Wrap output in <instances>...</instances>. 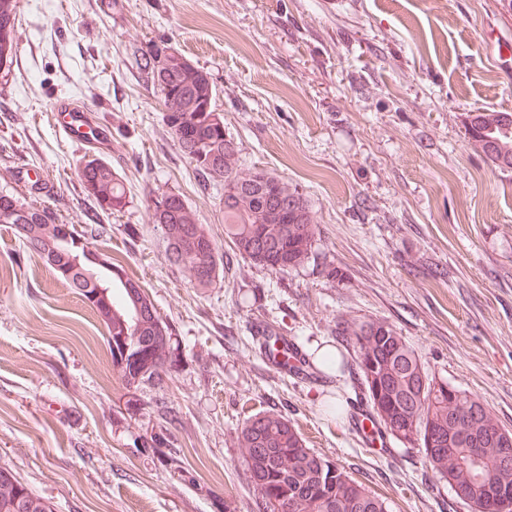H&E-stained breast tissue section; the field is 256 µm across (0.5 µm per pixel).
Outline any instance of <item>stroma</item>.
<instances>
[{
    "instance_id": "1",
    "label": "stroma",
    "mask_w": 512,
    "mask_h": 512,
    "mask_svg": "<svg viewBox=\"0 0 512 512\" xmlns=\"http://www.w3.org/2000/svg\"><path fill=\"white\" fill-rule=\"evenodd\" d=\"M20 16L0 71V172L61 222L104 227L94 248L142 286L177 361L161 384H127L88 304L0 224V468L53 512H260L237 433L271 411L391 512H471L419 446L391 437L381 455L354 429L366 400L336 323L388 322L512 429V172L462 123L512 112L503 0H20ZM160 40L209 72L241 170L307 199L319 235L304 265L268 270L225 240L222 187L181 153L136 64ZM60 97L110 129L123 212L84 193L77 168L96 152L59 138ZM165 192L224 256L212 287L166 258L149 210ZM266 323L304 354L341 349L345 370L299 382L272 368ZM164 427L167 445L149 447Z\"/></svg>"
}]
</instances>
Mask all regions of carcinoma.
<instances>
[{
	"label": "carcinoma",
	"mask_w": 512,
	"mask_h": 512,
	"mask_svg": "<svg viewBox=\"0 0 512 512\" xmlns=\"http://www.w3.org/2000/svg\"><path fill=\"white\" fill-rule=\"evenodd\" d=\"M16 33L17 26H11L8 46L0 43V69L13 63ZM162 49L154 44L143 51L140 67L172 111L170 119L183 126L179 150L202 178L224 183V235L234 252L269 270L303 265L317 235L307 199L264 172L238 169L235 147L224 136V118L199 111L204 103L215 104L216 88L208 73L180 60L154 70L153 56ZM465 129L487 161L512 172L511 112H467ZM78 178L101 210L113 214L126 207L125 186L109 162L85 161ZM19 198L24 195L14 187L0 189V224L9 223L1 216ZM149 208L153 222L165 230L168 260L183 267L196 286H211L224 270V257L196 213L175 193L161 194ZM27 223L30 234L22 236L23 244L97 314L121 377L129 384L159 378L176 356L168 325L139 283L107 258L106 268L90 259L88 230L58 221L47 208L32 206ZM201 269L213 271V277L202 279ZM108 272L118 286L110 310L94 298L96 279ZM337 335L347 337L358 353L356 365L375 422L393 437L420 445L425 464L461 502L473 512H493L491 498L512 495V456L497 457V449L512 447V430L477 397L428 373L415 350L385 321L343 320ZM239 442L263 512H389L384 498L307 447L280 414L247 418Z\"/></svg>",
	"instance_id": "cac0c4a2"
}]
</instances>
